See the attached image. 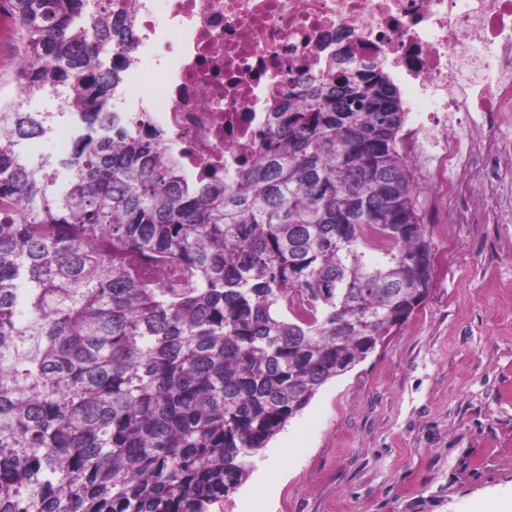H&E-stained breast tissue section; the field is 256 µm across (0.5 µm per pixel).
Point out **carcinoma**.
I'll use <instances>...</instances> for the list:
<instances>
[{"label": "carcinoma", "instance_id": "cac0c4a2", "mask_svg": "<svg viewBox=\"0 0 512 512\" xmlns=\"http://www.w3.org/2000/svg\"><path fill=\"white\" fill-rule=\"evenodd\" d=\"M5 7L18 83L71 89L76 138L34 160L53 118L0 103V512H209L429 296L398 88L338 52L247 168L192 184L116 113L114 0Z\"/></svg>", "mask_w": 512, "mask_h": 512}]
</instances>
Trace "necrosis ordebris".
Wrapping results in <instances>:
<instances>
[{"label": "necrosis or debris", "mask_w": 512, "mask_h": 512, "mask_svg": "<svg viewBox=\"0 0 512 512\" xmlns=\"http://www.w3.org/2000/svg\"><path fill=\"white\" fill-rule=\"evenodd\" d=\"M138 114L186 179L245 166L273 106L335 53L391 64L414 121L512 115V0H133Z\"/></svg>", "instance_id": "1"}]
</instances>
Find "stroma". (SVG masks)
<instances>
[{"label":"stroma","mask_w":512,"mask_h":512,"mask_svg":"<svg viewBox=\"0 0 512 512\" xmlns=\"http://www.w3.org/2000/svg\"><path fill=\"white\" fill-rule=\"evenodd\" d=\"M433 287L211 512H487L512 498V176L411 165Z\"/></svg>","instance_id":"obj_1"}]
</instances>
